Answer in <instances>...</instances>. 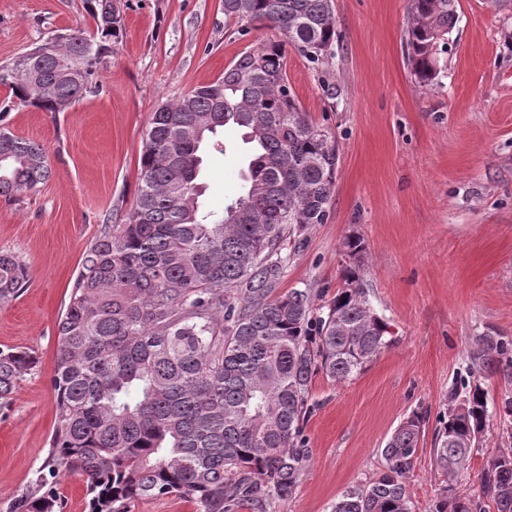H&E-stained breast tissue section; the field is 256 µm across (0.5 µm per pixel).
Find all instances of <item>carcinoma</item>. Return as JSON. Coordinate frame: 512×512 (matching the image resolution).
Masks as SVG:
<instances>
[{
    "mask_svg": "<svg viewBox=\"0 0 512 512\" xmlns=\"http://www.w3.org/2000/svg\"><path fill=\"white\" fill-rule=\"evenodd\" d=\"M92 31L51 36L0 65L9 102L64 112L99 89L97 64L122 17L113 0H87ZM224 19L255 22L282 39L262 42L224 76L167 100L152 115L140 155L136 207L106 224L86 251L58 322L51 380L54 430L44 464L9 512H64L55 486L86 482L89 512H129L138 499L175 496L196 512H274L309 458L303 424L312 377L346 380L388 346V324L360 284L363 239L343 242L355 261L344 286L316 315L305 290L277 293L276 246L328 217L337 143L303 110L286 72L287 47L316 63L336 38L331 0H224ZM456 23V0H409L407 60L417 82L439 74L438 47ZM243 132L244 186L220 213L200 208L202 153L225 152L217 132ZM50 176L46 149L0 130V196ZM29 283L27 266L0 252V305ZM483 362L512 347L482 337ZM39 366L35 351L0 349V410ZM476 384L439 419L433 448L448 479L480 442L487 418ZM425 416L405 418L387 440L386 471L348 491L333 512H411L406 479ZM512 512V452L493 458L482 495L443 490L435 512Z\"/></svg>",
    "mask_w": 512,
    "mask_h": 512,
    "instance_id": "carcinoma-1",
    "label": "carcinoma"
}]
</instances>
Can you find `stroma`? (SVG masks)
Wrapping results in <instances>:
<instances>
[{
	"instance_id": "1",
	"label": "stroma",
	"mask_w": 512,
	"mask_h": 512,
	"mask_svg": "<svg viewBox=\"0 0 512 512\" xmlns=\"http://www.w3.org/2000/svg\"><path fill=\"white\" fill-rule=\"evenodd\" d=\"M122 30L99 65V92L64 112L15 106L0 125L47 150L49 179L0 197V250L30 282L0 306V346L35 351L40 365L0 413V512L46 460L55 418L57 326L83 256L103 225L136 206L148 122L167 98L223 76L242 53L277 39L255 24L239 35L223 0H116ZM340 37L328 61L287 51L288 82L338 145L326 223L284 238L280 291L332 299L363 238L361 285L388 324L391 346L359 374L313 376L304 425L310 458L276 512H332L347 491L386 468L382 450L403 419L426 416L407 479L411 512H434L446 484L433 455L450 396L481 384L488 417L453 484L481 493L489 461L512 450V367L484 370L481 338L512 342V0H459L436 84L420 86L406 57L408 0H332ZM94 26L85 0H0V63L42 37ZM225 153H205L201 198L223 210L242 187L247 147L231 127Z\"/></svg>"
}]
</instances>
